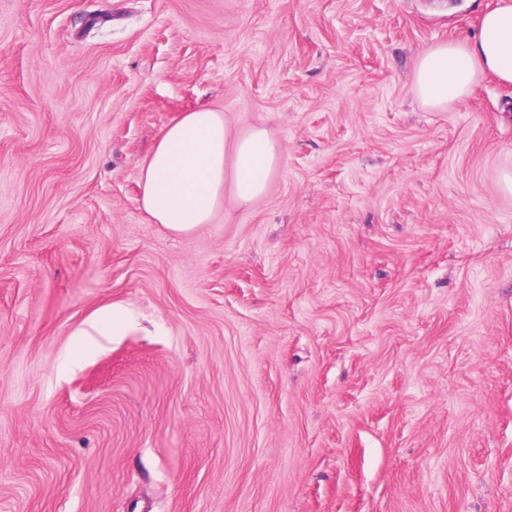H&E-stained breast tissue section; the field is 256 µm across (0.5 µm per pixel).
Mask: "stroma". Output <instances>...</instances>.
Masks as SVG:
<instances>
[{"label": "stroma", "instance_id": "35a3bbf8", "mask_svg": "<svg viewBox=\"0 0 512 512\" xmlns=\"http://www.w3.org/2000/svg\"><path fill=\"white\" fill-rule=\"evenodd\" d=\"M498 3L0 0V512H512V85H414ZM199 108L283 154L175 236Z\"/></svg>", "mask_w": 512, "mask_h": 512}]
</instances>
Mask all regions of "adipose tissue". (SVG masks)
<instances>
[{
	"instance_id": "1",
	"label": "adipose tissue",
	"mask_w": 512,
	"mask_h": 512,
	"mask_svg": "<svg viewBox=\"0 0 512 512\" xmlns=\"http://www.w3.org/2000/svg\"><path fill=\"white\" fill-rule=\"evenodd\" d=\"M512 84V0L486 12L473 38L423 54L415 69L418 97L432 107L466 96L478 74ZM282 146L256 127L238 134L223 113L184 112L161 131L140 176L142 209L177 236L211 223L225 200L250 205L278 168Z\"/></svg>"
}]
</instances>
